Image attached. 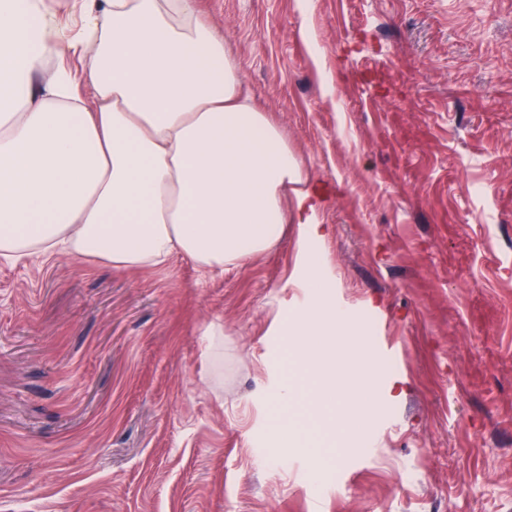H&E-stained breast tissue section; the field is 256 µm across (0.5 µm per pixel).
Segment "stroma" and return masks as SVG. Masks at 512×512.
<instances>
[{"mask_svg":"<svg viewBox=\"0 0 512 512\" xmlns=\"http://www.w3.org/2000/svg\"><path fill=\"white\" fill-rule=\"evenodd\" d=\"M310 191L381 371L359 439L302 374L297 226L236 268L0 262V512H512V0H198ZM278 401L305 414L319 410L326 402V395L322 388L295 387L285 384L276 394Z\"/></svg>","mask_w":512,"mask_h":512,"instance_id":"1","label":"stroma"}]
</instances>
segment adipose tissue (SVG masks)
Instances as JSON below:
<instances>
[{"label": "adipose tissue", "instance_id": "adipose-tissue-1", "mask_svg": "<svg viewBox=\"0 0 512 512\" xmlns=\"http://www.w3.org/2000/svg\"><path fill=\"white\" fill-rule=\"evenodd\" d=\"M78 11L62 31L45 0H0V259L144 269L183 254L221 271L272 248L288 197L307 200L304 178L198 0H80ZM321 236L300 223L303 283L317 295ZM292 326V351L366 352L342 309L295 310Z\"/></svg>", "mask_w": 512, "mask_h": 512}]
</instances>
